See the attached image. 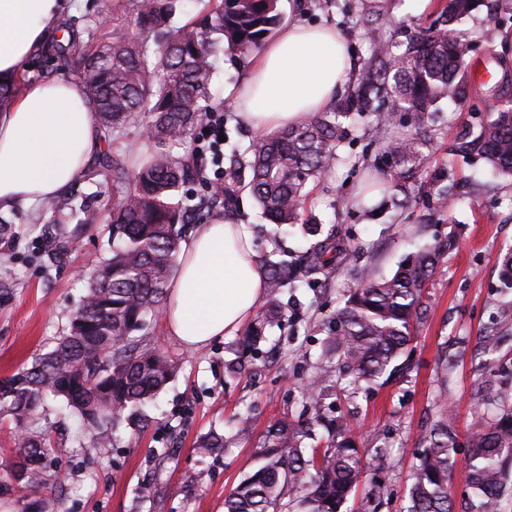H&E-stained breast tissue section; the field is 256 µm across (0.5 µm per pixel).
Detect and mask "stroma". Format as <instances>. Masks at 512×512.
Returning a JSON list of instances; mask_svg holds the SVG:
<instances>
[{"instance_id": "1", "label": "stroma", "mask_w": 512, "mask_h": 512, "mask_svg": "<svg viewBox=\"0 0 512 512\" xmlns=\"http://www.w3.org/2000/svg\"><path fill=\"white\" fill-rule=\"evenodd\" d=\"M317 0H279L282 25H331L348 39L353 72L351 84L363 81L377 67L372 45L383 42L404 51L410 37L439 23L445 0H336L330 10ZM473 51L463 68L465 94L441 100L425 132L421 179L406 188L383 181L370 201L360 194L381 178L387 166L382 136L406 130V118L395 114L380 126V113L390 99L379 94L373 111L357 113L345 123L339 159L324 180L310 184L305 211L283 235L278 247L302 254L310 237L307 225L335 228L356 249L350 265L333 269L325 281L288 290L279 297L286 309L282 328L257 357H246L245 368L228 377L224 365L237 356L238 336L213 340L192 349L168 336L163 318L154 319L148 336L179 364V370L153 406L147 426L122 427L108 453L90 441L73 437L75 420L58 401H48L37 421L56 446L51 459L48 512H224V497L251 470L254 451L267 426L279 418L310 413L306 389L318 371L325 334L323 323L342 306L348 289L392 274L415 244L433 237L458 234V244L444 253L426 292V311L409 346L410 371L401 379L371 390L336 384L337 412L345 414L365 450L366 471L347 504V512H406L411 474L427 426L440 408L466 435L482 394L489 416L512 407V294L499 291L498 275L506 252L512 250V176L491 173L481 161L452 155L451 147L466 125L486 118L493 107H512V0H481L454 26ZM211 79L209 110L224 119L226 141L218 173L183 189L186 202L200 206L196 221L183 225L189 238L199 223L224 216L250 225L256 256L272 251L268 224L248 193L237 188L234 170L259 136L242 125L229 87L247 75L251 56L217 54ZM97 162L71 186L72 193H95L97 213L73 251L51 260L42 227L43 206L11 210L16 237L9 263L0 264V281L11 292L0 298V379L30 365L62 336L70 315L85 292V276L102 259L110 235L111 187H98ZM482 183L473 194V183ZM230 192L228 202L211 201L217 184ZM496 340L492 356L501 370L484 374L475 357L484 337ZM449 357L453 366L440 373L437 362ZM248 418L250 440L234 439L239 418ZM217 431L230 438L222 457L200 459L194 442ZM155 483L154 500L138 499L141 483Z\"/></svg>"}]
</instances>
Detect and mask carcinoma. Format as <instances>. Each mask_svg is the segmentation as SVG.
Masks as SVG:
<instances>
[{
	"mask_svg": "<svg viewBox=\"0 0 512 512\" xmlns=\"http://www.w3.org/2000/svg\"><path fill=\"white\" fill-rule=\"evenodd\" d=\"M176 0H131L137 32L100 46L82 61L81 90L101 115L104 139L138 125L148 116L151 138L141 166L131 173L124 161L105 152L99 166L112 173L121 195L112 201L108 256L86 282L70 318L69 330L31 365L0 380V414L17 428L15 448L22 480L7 475L1 485L36 493L47 489L45 461L50 452L34 425L49 397L58 399L77 421L79 433H96L97 447L113 446V431L123 414L146 421L145 408L172 380L177 365L146 339L151 320L176 274L179 232L193 209L179 196L192 171L175 149L187 144L207 112L212 58L225 51L248 55L281 23L278 0H214L203 28L175 21ZM473 0H449L442 27L412 36L406 50L382 71L359 85L334 112L318 114L303 125L278 130L247 149L242 188L258 203L274 234L298 223L309 183L328 175L342 138L341 119L370 109L381 90L411 113L419 130L444 98H461L458 79L470 42L450 25L470 12ZM114 0H97L91 15L73 16L59 25L62 36L46 49L47 62L69 55L82 35H93L102 18L114 15ZM422 140L414 135L384 142L391 158L389 177L410 183L420 178ZM454 151L481 159L498 174L512 175V109H497L477 126L463 130ZM47 248L58 258L70 252L78 229L93 220L89 204L74 198L62 206L46 202ZM75 230L69 231V225ZM15 238L11 221L0 215V258L7 259ZM457 244L454 233L409 253L389 276L356 287L336 310L325 356L333 360L314 378L308 392L314 416L306 423L278 419L257 450V465L224 497V512H342L363 470L347 420L326 412L335 388L333 373L356 388L384 385L409 367L404 358L415 322L424 313L425 290L440 256ZM355 251L329 234L312 243L301 263L286 259L264 263L273 299L246 330L243 342L258 348L280 325L283 309L275 299L297 283H316ZM501 289L512 292V252L502 260ZM323 445H307L318 435ZM224 435L212 431L196 441L202 456L224 454ZM457 448L456 434L443 407L421 440L409 490L408 512H454L448 493ZM471 497L465 512H500L512 476V410L494 419L477 412L465 456ZM295 495L291 503L285 499Z\"/></svg>",
	"mask_w": 512,
	"mask_h": 512,
	"instance_id": "carcinoma-1",
	"label": "carcinoma"
}]
</instances>
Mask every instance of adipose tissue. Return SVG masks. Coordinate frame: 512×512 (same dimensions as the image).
<instances>
[{"label": "adipose tissue", "instance_id": "obj_1", "mask_svg": "<svg viewBox=\"0 0 512 512\" xmlns=\"http://www.w3.org/2000/svg\"><path fill=\"white\" fill-rule=\"evenodd\" d=\"M64 0H0V83L12 84L51 37ZM348 40L293 24L256 57L234 89L244 125L264 134L324 111L346 85ZM104 141L98 112L78 81L49 78L19 89L0 110V209L30 208L64 195ZM164 317L167 332L200 348L239 332L264 296L249 225L223 219L181 242Z\"/></svg>", "mask_w": 512, "mask_h": 512}]
</instances>
